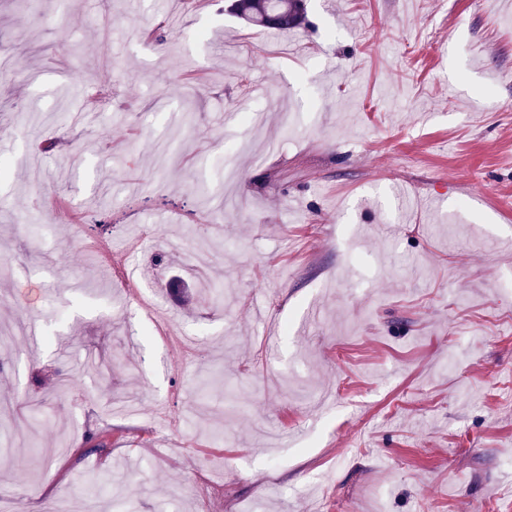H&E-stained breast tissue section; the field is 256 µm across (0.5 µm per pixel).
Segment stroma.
Returning a JSON list of instances; mask_svg holds the SVG:
<instances>
[{
  "instance_id": "1",
  "label": "stroma",
  "mask_w": 512,
  "mask_h": 512,
  "mask_svg": "<svg viewBox=\"0 0 512 512\" xmlns=\"http://www.w3.org/2000/svg\"><path fill=\"white\" fill-rule=\"evenodd\" d=\"M1 54L10 512H512V0H0ZM304 0H233L229 11L252 26L287 31L301 24L305 13ZM279 17L280 28H269L267 21ZM276 20V18H272Z\"/></svg>"
}]
</instances>
